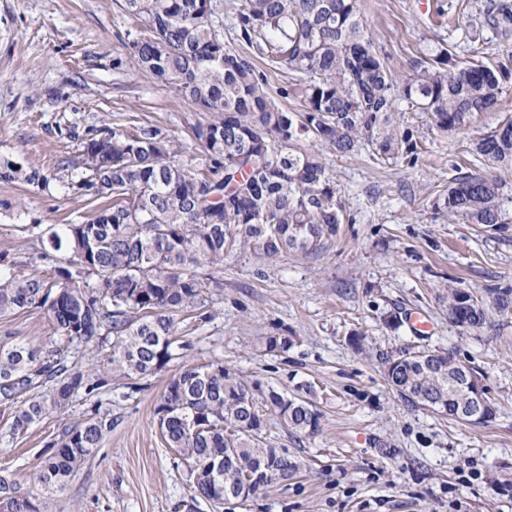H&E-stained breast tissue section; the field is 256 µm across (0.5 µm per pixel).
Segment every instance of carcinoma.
Instances as JSON below:
<instances>
[{
    "mask_svg": "<svg viewBox=\"0 0 512 512\" xmlns=\"http://www.w3.org/2000/svg\"><path fill=\"white\" fill-rule=\"evenodd\" d=\"M139 23L133 66L208 114L196 137L206 164L176 163L178 148L161 129L114 130L84 149L88 176L80 184L112 205L81 224L24 227L45 256L67 255L57 276H17L0 254V317L45 308L60 347L48 351L0 341V404L11 410L8 432H21L74 396L93 398L112 380L135 381L164 368L175 351L176 316L199 312L224 257L234 250L265 256L310 252L336 235L344 221L333 172L315 145L338 156L364 140L379 159H414L418 142L402 111L425 112L443 132L465 127L471 114L494 109L502 93L499 71L461 63L445 46L432 63L400 80L365 29L359 0H243L235 15L237 40L269 66L301 75L302 108L287 111L266 88L253 58L224 42L217 0H123ZM486 23L512 35V0H493ZM406 103L402 110L398 101ZM473 150L512 166V119L473 142ZM112 192L95 190L98 181ZM512 193L500 179L476 170L453 179L436 208L448 221L494 227L505 223ZM486 306L467 291L448 287V318L466 330L486 323ZM110 342L111 371L80 370L63 347ZM379 354L387 383L406 400L466 420L461 391L448 394V375L471 365L451 351ZM263 406L295 435L321 429L323 413L309 398L274 388L260 390L215 362L192 366L168 382L155 415L166 447L189 467L194 495L215 505L210 461L224 459L230 499L246 502L257 491L293 477L299 465L263 443ZM112 431V418L96 413L64 427L46 445L37 480L26 492L0 474V512H53L72 477ZM259 476L249 494L243 480Z\"/></svg>",
    "mask_w": 512,
    "mask_h": 512,
    "instance_id": "obj_1",
    "label": "carcinoma"
}]
</instances>
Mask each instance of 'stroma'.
<instances>
[{
	"label": "stroma",
	"instance_id": "stroma-1",
	"mask_svg": "<svg viewBox=\"0 0 512 512\" xmlns=\"http://www.w3.org/2000/svg\"><path fill=\"white\" fill-rule=\"evenodd\" d=\"M489 0H360L374 45L398 78L412 76L436 46L457 60L512 64V38L483 26ZM121 0H0V254L18 275L55 276L59 260H40V241L25 224H79L108 198L79 190L84 147L112 129L160 128L179 145L177 158L204 156L193 129L206 113L135 71L128 43L136 35ZM480 22L477 32L464 16ZM512 117V77L494 110L465 129L442 134L421 112L414 162L381 161L368 143L328 156L346 220L311 253L272 258L234 251L211 289L207 319L179 317L187 347L133 390L77 397L10 435L0 414V470L36 490L42 452L63 423L100 411L112 431L73 476L58 512H512V311L494 309L496 290L512 289V223L491 229L452 224L436 207L459 174L492 171L512 187V168L475 158L472 143ZM488 303L479 330L448 320V289ZM421 317L428 331H416ZM363 335L361 346L350 342ZM291 338L267 351V337ZM53 348L46 309L0 318V340ZM453 351L480 369L495 418L468 424L413 405L384 379L379 353ZM223 362L243 380L292 392L309 383L324 414L313 436L289 433L264 417L266 444L286 450L297 476L217 508L194 498L188 467L167 448L155 407L182 368ZM474 467L476 479L460 471Z\"/></svg>",
	"mask_w": 512,
	"mask_h": 512
}]
</instances>
